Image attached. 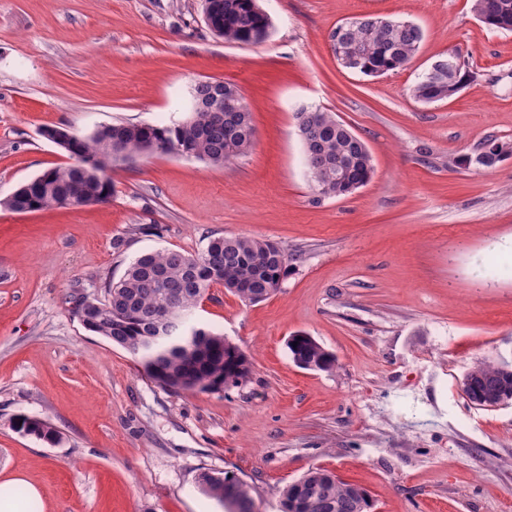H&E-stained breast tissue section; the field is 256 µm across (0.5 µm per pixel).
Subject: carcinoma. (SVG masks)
Here are the masks:
<instances>
[{"label": "carcinoma", "instance_id": "carcinoma-1", "mask_svg": "<svg viewBox=\"0 0 512 512\" xmlns=\"http://www.w3.org/2000/svg\"><path fill=\"white\" fill-rule=\"evenodd\" d=\"M222 38L235 42L263 25L262 17L249 0H234ZM474 12L486 27L512 31V0H474ZM423 41L422 30L397 21L382 24L378 17L348 21V27L335 51L352 57L348 69L364 75L404 69ZM412 95L423 102L442 99L439 84L424 73L412 86ZM305 161L314 175L313 188L325 197H345L364 186L373 173L372 156L366 143L335 115L320 108L301 107L294 113ZM251 112L224 113V126L214 127L210 113L193 112L184 120L165 125L119 122L106 130H94L85 137L72 136L65 148L74 162L55 166L25 183V188L5 206L16 212H30L52 206L103 203L112 197V165L133 156L156 151L177 150L214 166L246 155L253 145ZM512 154V148L488 141L478 156L479 165L495 166ZM288 267V259L277 243L259 238L218 237L198 253L165 250L144 254L134 260L123 277L104 284V296H80L72 313L92 304L83 327L121 348H128L143 336L162 327L180 333L184 316L214 284L246 303H258L275 291ZM293 360H303L315 369L327 371L335 366L334 355L315 339L296 334L288 341ZM244 351L234 352L224 336L202 329L193 347L163 349L138 358L143 372L161 388L172 392L213 391L227 388L238 379ZM479 375L464 389L473 404H486L492 392L505 388L512 392V370L506 363L481 361ZM12 427L40 440L54 443L58 431L46 420L24 414L12 418ZM201 489L216 498L225 494L239 478L224 472H203ZM316 503L314 512H368L367 492L334 473L312 468L282 490L283 512H292L295 494Z\"/></svg>", "mask_w": 512, "mask_h": 512}]
</instances>
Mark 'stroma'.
<instances>
[{
    "label": "stroma",
    "mask_w": 512,
    "mask_h": 512,
    "mask_svg": "<svg viewBox=\"0 0 512 512\" xmlns=\"http://www.w3.org/2000/svg\"><path fill=\"white\" fill-rule=\"evenodd\" d=\"M259 3L270 34L244 45L208 30L202 0H0V201L70 163L43 129L178 122L201 78L235 84L255 128L251 151L221 167L116 163L105 203L0 204V481L21 479L16 504L37 512H227L198 483L213 469L249 485L255 512H281V489L322 467L365 489L370 512H512V405L461 390L475 363L512 361V157L459 163L486 139L512 145V32L480 23L473 0ZM368 15L422 28L404 69L338 63L331 31ZM451 53L472 80L414 98ZM302 106L367 144L374 174L354 194L311 188ZM235 236L288 257L267 300L216 284L191 315L246 353L239 386L170 393L71 313L144 253ZM297 332L335 368H299ZM17 414L53 424L58 443L14 431ZM427 72H424L421 77H419V80L412 86V95L416 99L427 103L446 99L442 98L443 91L439 84L428 77Z\"/></svg>",
    "instance_id": "stroma-1"
}]
</instances>
